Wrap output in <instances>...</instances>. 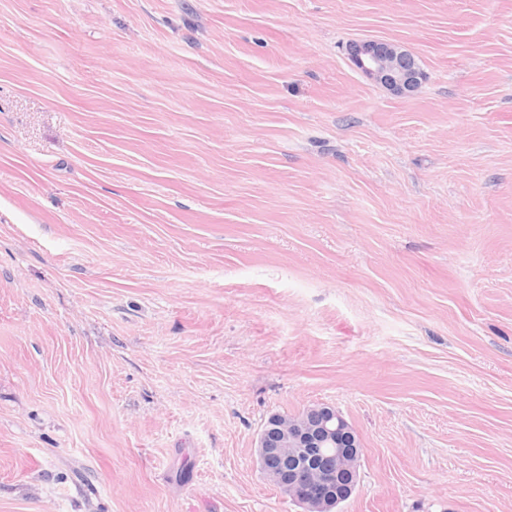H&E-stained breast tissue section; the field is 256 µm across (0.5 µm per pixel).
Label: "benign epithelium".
I'll use <instances>...</instances> for the list:
<instances>
[{"label": "benign epithelium", "instance_id": "obj_1", "mask_svg": "<svg viewBox=\"0 0 512 512\" xmlns=\"http://www.w3.org/2000/svg\"><path fill=\"white\" fill-rule=\"evenodd\" d=\"M350 56L366 77L400 95L417 91L425 75L402 46L356 43ZM363 454L352 425L329 404L296 415L271 414L257 437V458L266 477L297 498L304 512H336L355 492Z\"/></svg>", "mask_w": 512, "mask_h": 512}]
</instances>
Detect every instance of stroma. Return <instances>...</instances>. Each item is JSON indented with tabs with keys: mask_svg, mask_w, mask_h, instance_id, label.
Segmentation results:
<instances>
[{
	"mask_svg": "<svg viewBox=\"0 0 512 512\" xmlns=\"http://www.w3.org/2000/svg\"><path fill=\"white\" fill-rule=\"evenodd\" d=\"M320 403L341 512H512V0H0V512H302ZM350 56L366 77L396 94L414 93L425 78L416 57L397 44L374 40L356 43ZM256 448L266 477L296 496L304 512H339L334 509L357 488L361 439L332 405H312L296 415L271 414ZM289 459H303L304 465H289Z\"/></svg>",
	"mask_w": 512,
	"mask_h": 512,
	"instance_id": "obj_1",
	"label": "stroma"
}]
</instances>
